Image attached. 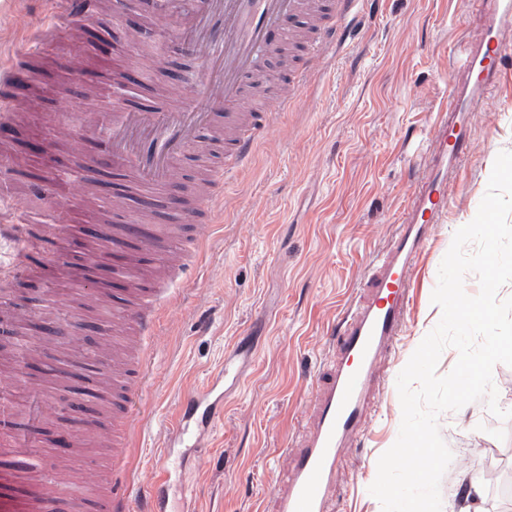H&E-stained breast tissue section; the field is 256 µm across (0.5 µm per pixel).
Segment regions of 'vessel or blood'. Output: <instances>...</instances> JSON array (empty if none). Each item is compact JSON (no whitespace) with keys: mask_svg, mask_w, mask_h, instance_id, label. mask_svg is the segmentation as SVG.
<instances>
[{"mask_svg":"<svg viewBox=\"0 0 512 512\" xmlns=\"http://www.w3.org/2000/svg\"><path fill=\"white\" fill-rule=\"evenodd\" d=\"M364 0H191L177 17L181 41L196 60L204 105L183 98L181 87L169 86V103L158 110L151 100L120 112H91L87 120L102 127L94 142L75 148L71 160L79 175L63 182L62 194L87 198L97 193L99 182L89 180V168L106 171L109 163L133 167L134 181L144 198L176 182L177 162L188 148L206 145L222 153L221 163L198 174L197 200H181L170 224L151 237L136 202L123 190L112 197L115 216L128 223L99 225L87 256L86 275L99 277L96 257L109 246L125 243L139 254L141 276L131 279L127 267L116 268L113 278L125 281L123 294L110 298L102 355H80L77 338L64 343L65 364L82 367V389L77 397L83 408L100 417L99 444L112 450L113 465L125 461V448L133 423L126 405L143 391L152 376L146 340L156 336L159 313L184 283L199 259L211 228L214 205L224 180L244 169L261 132L270 130L283 112L296 102L310 81V65L336 46L337 27H348L356 18L353 5ZM489 10V24L482 42L463 51L464 85L454 87L448 115L437 128L431 171L414 191L408 212L381 258L371 267L336 337V352L315 388L309 426L293 444L292 466L284 484L276 489V512H326L334 491L336 472L343 453L361 435L371 405L381 394L377 373L382 359L400 336L409 302V288L417 259L434 224L447 208L444 188L448 178L458 177L468 151L470 112L479 109L498 79L512 46L496 34L502 23H512V0H482ZM114 0H58V21L79 16L111 14ZM300 55L279 81L274 97L258 102L265 82L264 62ZM16 70L0 61V159L9 160L14 145L8 135L16 126L25 101L10 95ZM225 113L218 121L216 113ZM66 231L53 224L0 225V329L10 330L27 322V309L11 305L10 284L26 275L39 248L56 241ZM242 350L224 359L221 369L203 388L185 395L161 453L160 469L153 475L132 478L122 486L112 483L111 467L87 471L84 487L96 490L100 512H188L170 498L173 477L183 459L203 447L216 423L224 416V398L237 383ZM22 407L0 404V456L22 461V468H0V512H49L52 502L65 500L67 512H83L77 491L62 492L53 478L44 476L38 449L49 439L40 434L42 424L60 421L51 406L48 384L41 379L23 383ZM24 414L34 430L31 445H22L12 424Z\"/></svg>","mask_w":512,"mask_h":512,"instance_id":"b4317fda","label":"vessel or blood"}]
</instances>
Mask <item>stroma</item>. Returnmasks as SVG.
Listing matches in <instances>:
<instances>
[{"label": "stroma", "instance_id": "stroma-1", "mask_svg": "<svg viewBox=\"0 0 512 512\" xmlns=\"http://www.w3.org/2000/svg\"><path fill=\"white\" fill-rule=\"evenodd\" d=\"M47 18L45 0H0V54L20 59L26 38ZM92 20L76 38L46 43L23 97L39 106L12 134L14 163L0 166L20 187L42 185L29 213L52 224L67 208L78 231L64 242V260L37 271L21 294L44 288L51 301H70L80 288L67 261L85 255L83 224H98L107 199L62 203L57 186L70 172L63 120L91 107L111 111L106 97H67L61 66L109 85L134 63L124 43L101 54L88 41ZM484 33L479 6L466 0H368L354 30L340 37L294 108L263 137L247 169L224 188L216 227L151 343L154 377L129 413L134 430L127 470L160 455L183 395L203 386L226 354L246 359L224 400V417L206 448L182 476L195 512H276L275 486L288 470L287 448L306 431L310 402L334 356V336L376 257L391 241L409 193L422 176L435 124L448 110L459 49ZM162 51L141 99L175 72L197 63L176 27L155 32ZM470 150L459 181L447 185L448 208L418 258L401 336L381 370L382 400L363 436L346 450L329 512H382L369 492L377 461L396 441L402 418L397 378L441 310L432 304L439 266L455 232L472 221L487 191L497 155L512 151V66L503 70L486 104L469 117ZM42 139L44 153L24 145ZM442 438L453 460L441 481L442 512H512V419L494 416L486 400L443 413Z\"/></svg>", "mask_w": 512, "mask_h": 512}]
</instances>
